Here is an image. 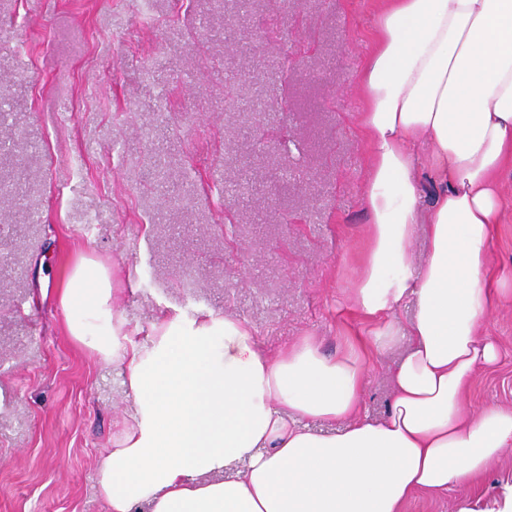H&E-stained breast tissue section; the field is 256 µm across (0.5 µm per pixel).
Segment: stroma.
<instances>
[{
    "label": "stroma",
    "instance_id": "stroma-1",
    "mask_svg": "<svg viewBox=\"0 0 512 512\" xmlns=\"http://www.w3.org/2000/svg\"><path fill=\"white\" fill-rule=\"evenodd\" d=\"M376 0H0V512H105L99 457L130 398L76 344L54 293L82 255L149 340L157 319H243L276 351L329 356L366 217L370 145L357 88ZM489 249L512 277V169ZM50 293H41L42 283ZM503 359L470 405L512 407V299L486 321ZM396 342L363 411L382 417ZM512 448L477 485L406 512H479Z\"/></svg>",
    "mask_w": 512,
    "mask_h": 512
}]
</instances>
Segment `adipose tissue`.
I'll list each match as a JSON object with an SVG mask.
<instances>
[{"label":"adipose tissue","mask_w":512,"mask_h":512,"mask_svg":"<svg viewBox=\"0 0 512 512\" xmlns=\"http://www.w3.org/2000/svg\"><path fill=\"white\" fill-rule=\"evenodd\" d=\"M373 39L358 76L367 234L348 290L367 339L271 354L243 320L207 315L160 319L142 345L111 312L103 264L80 258L58 289L69 336L120 369L134 404L98 462L106 512H405L512 447V407L467 409L501 358L483 322L512 295L487 277L512 167V0H380ZM400 339L391 404L369 419L372 356Z\"/></svg>","instance_id":"adipose-tissue-1"}]
</instances>
